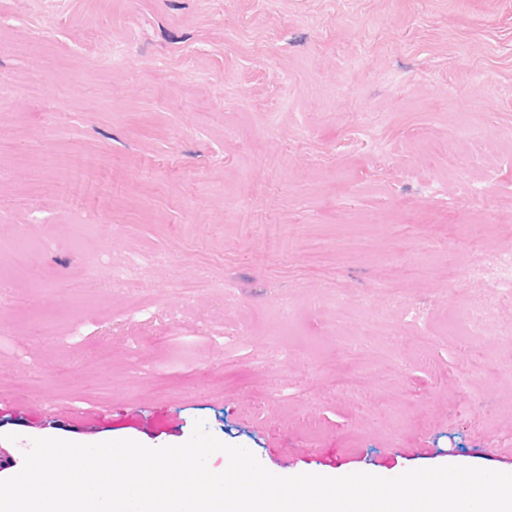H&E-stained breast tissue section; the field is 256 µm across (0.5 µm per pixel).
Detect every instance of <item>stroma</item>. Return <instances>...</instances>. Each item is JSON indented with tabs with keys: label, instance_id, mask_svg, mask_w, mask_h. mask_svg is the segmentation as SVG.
Instances as JSON below:
<instances>
[{
	"label": "stroma",
	"instance_id": "stroma-1",
	"mask_svg": "<svg viewBox=\"0 0 512 512\" xmlns=\"http://www.w3.org/2000/svg\"><path fill=\"white\" fill-rule=\"evenodd\" d=\"M510 250L512 0H0V479L199 420L278 476L512 473L463 276Z\"/></svg>",
	"mask_w": 512,
	"mask_h": 512
}]
</instances>
